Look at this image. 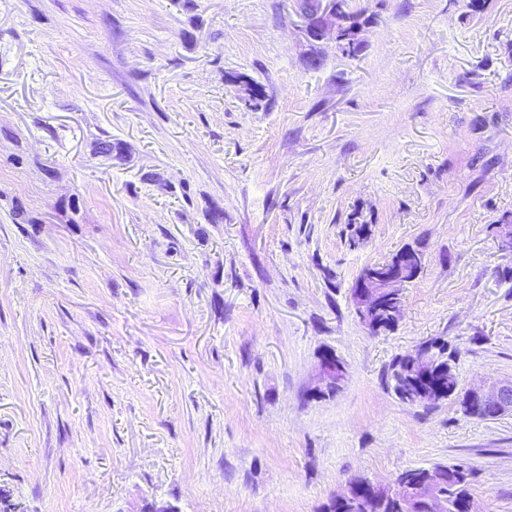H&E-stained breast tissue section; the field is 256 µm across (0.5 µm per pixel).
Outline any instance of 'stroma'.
<instances>
[{"label": "stroma", "instance_id": "1", "mask_svg": "<svg viewBox=\"0 0 512 512\" xmlns=\"http://www.w3.org/2000/svg\"><path fill=\"white\" fill-rule=\"evenodd\" d=\"M300 2L0 0L20 512H320L355 477L456 463L478 512H512V414L387 381L434 340L460 387L512 379V0H350L351 56ZM407 245L425 269L369 335L351 289ZM362 14L358 11H345L341 14L338 21L339 30L343 31L342 36L346 38L348 45L352 43V49L349 51L355 53L359 43L356 45V41L352 40L354 33L362 29L363 26L368 22L366 20L361 21ZM346 378V368L334 355L325 357L320 365V379L326 387H338Z\"/></svg>", "mask_w": 512, "mask_h": 512}]
</instances>
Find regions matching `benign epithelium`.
Instances as JSON below:
<instances>
[{
    "instance_id": "benign-epithelium-1",
    "label": "benign epithelium",
    "mask_w": 512,
    "mask_h": 512,
    "mask_svg": "<svg viewBox=\"0 0 512 512\" xmlns=\"http://www.w3.org/2000/svg\"><path fill=\"white\" fill-rule=\"evenodd\" d=\"M338 0H320L318 10L305 15V28L315 31L318 37L336 30V17L339 16ZM426 256L423 250L408 247L394 253L383 262L364 267L355 281L351 299L356 315L371 335L382 332V326L398 321L400 301L404 288L414 282L425 267ZM436 359L430 348L424 346L412 355V383L418 397L423 401L435 398L437 389L427 388L420 381L436 373ZM346 378V368L334 355L325 357L320 365V379L327 387H338ZM452 394L458 397L462 409L478 413L488 419L512 413V380H501L490 385H473L465 390L455 386ZM447 477L441 467L427 470L424 480L413 485L396 482L385 485L371 484L375 492H389L405 502L407 512H415L417 505L423 504L427 512H448V502L437 492Z\"/></svg>"
}]
</instances>
